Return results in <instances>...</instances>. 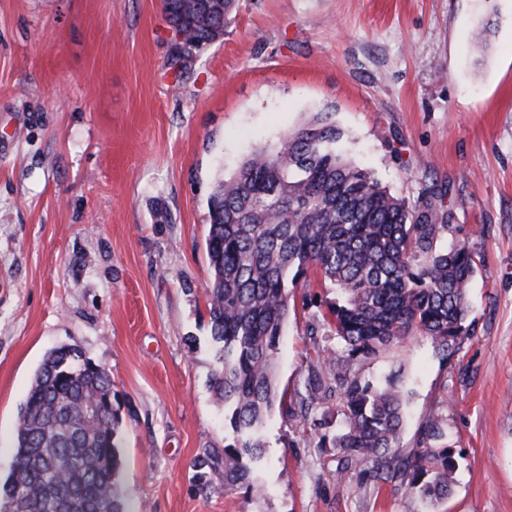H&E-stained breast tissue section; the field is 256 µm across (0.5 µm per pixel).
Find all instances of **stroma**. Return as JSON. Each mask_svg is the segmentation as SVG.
Instances as JSON below:
<instances>
[{
    "label": "stroma",
    "instance_id": "35a3bbf8",
    "mask_svg": "<svg viewBox=\"0 0 512 512\" xmlns=\"http://www.w3.org/2000/svg\"><path fill=\"white\" fill-rule=\"evenodd\" d=\"M170 47L162 0H0V476L43 356L73 345L112 377L135 512H512V0H235L182 76ZM317 110L408 205L447 185L450 240L477 262L469 334L444 362L418 335L349 358L325 318L336 291L309 277L251 465L267 492L218 476L204 494L193 462L225 436L207 201ZM321 355L407 392L397 456L443 418L448 499L346 463L335 401L309 400Z\"/></svg>",
    "mask_w": 512,
    "mask_h": 512
}]
</instances>
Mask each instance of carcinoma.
I'll return each mask as SVG.
<instances>
[{"mask_svg":"<svg viewBox=\"0 0 512 512\" xmlns=\"http://www.w3.org/2000/svg\"><path fill=\"white\" fill-rule=\"evenodd\" d=\"M233 0H163L182 24L185 52L215 42ZM436 184L414 208L392 195L346 152L330 112H313L275 145L247 155L208 199L207 288L217 367L216 401L231 440L194 461L199 489L209 473L224 490L261 494L249 463L265 454L258 432L275 406L274 365L288 318L289 288L313 272L336 289L328 313L348 356L371 357L410 335L442 360L469 335L467 289L476 272L463 244L443 247L454 221ZM313 366L310 401L340 395L336 447L356 463L381 462L424 500L451 492L453 453L440 445L443 420L422 426L414 458L390 465L399 447L406 393ZM119 409L112 377L74 347L49 350L18 416L14 461L0 483V512H129L121 480Z\"/></svg>","mask_w":512,"mask_h":512,"instance_id":"carcinoma-1","label":"carcinoma"}]
</instances>
